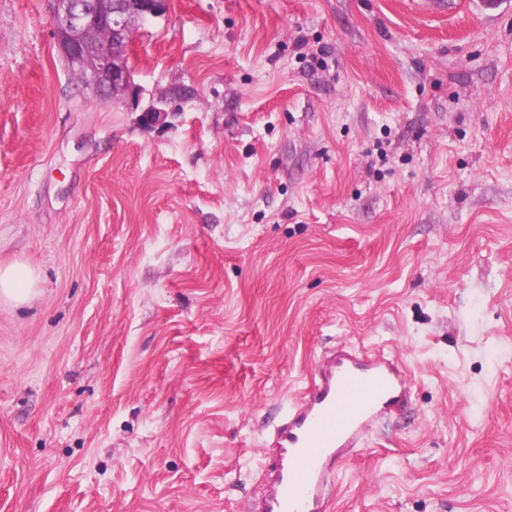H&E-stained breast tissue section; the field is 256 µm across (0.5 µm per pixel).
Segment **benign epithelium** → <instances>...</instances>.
I'll return each instance as SVG.
<instances>
[{"mask_svg":"<svg viewBox=\"0 0 512 512\" xmlns=\"http://www.w3.org/2000/svg\"><path fill=\"white\" fill-rule=\"evenodd\" d=\"M168 0H47L53 20V35L58 52L75 75L91 74L97 93L106 102L132 101L141 88L134 82V72L126 64L134 43L136 26L162 15ZM109 33L105 44L98 40V30ZM178 115L172 96L152 97L140 112V123L148 129H160Z\"/></svg>","mask_w":512,"mask_h":512,"instance_id":"7a95c632","label":"benign epithelium"}]
</instances>
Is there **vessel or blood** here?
I'll list each match as a JSON object with an SVG mask.
<instances>
[{
	"label": "vessel or blood",
	"instance_id": "b4317fda",
	"mask_svg": "<svg viewBox=\"0 0 512 512\" xmlns=\"http://www.w3.org/2000/svg\"><path fill=\"white\" fill-rule=\"evenodd\" d=\"M408 401V375L391 358L347 347L321 358L309 388L275 429L268 489L248 512H325L337 464L361 447L379 416Z\"/></svg>",
	"mask_w": 512,
	"mask_h": 512
}]
</instances>
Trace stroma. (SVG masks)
<instances>
[{"mask_svg": "<svg viewBox=\"0 0 512 512\" xmlns=\"http://www.w3.org/2000/svg\"><path fill=\"white\" fill-rule=\"evenodd\" d=\"M139 105L0 0V512H245L342 344L408 407L328 512H512V0H169ZM182 97L165 129L149 94ZM28 275L21 268L9 266L0 269V296L20 300L31 290Z\"/></svg>", "mask_w": 512, "mask_h": 512, "instance_id": "35a3bbf8", "label": "stroma"}]
</instances>
